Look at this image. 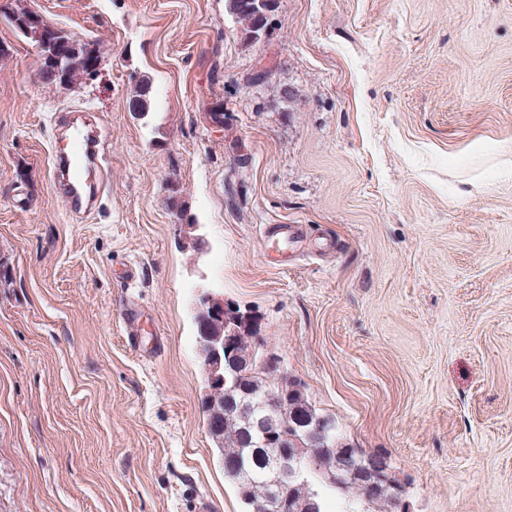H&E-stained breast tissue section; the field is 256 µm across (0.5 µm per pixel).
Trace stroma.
I'll list each match as a JSON object with an SVG mask.
<instances>
[{"mask_svg": "<svg viewBox=\"0 0 512 512\" xmlns=\"http://www.w3.org/2000/svg\"><path fill=\"white\" fill-rule=\"evenodd\" d=\"M24 3L101 65L44 84L0 0V512H243L207 293L409 512H512V0H278L248 48L225 0ZM71 114L111 151L89 218L54 188Z\"/></svg>", "mask_w": 512, "mask_h": 512, "instance_id": "obj_1", "label": "stroma"}]
</instances>
